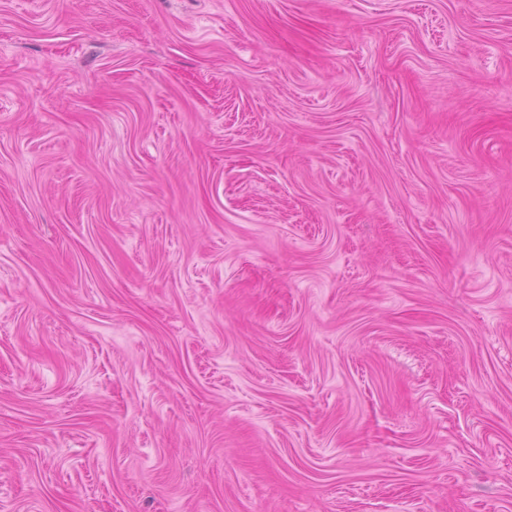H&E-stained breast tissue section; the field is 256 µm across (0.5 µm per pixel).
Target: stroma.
Returning a JSON list of instances; mask_svg holds the SVG:
<instances>
[{
    "instance_id": "1",
    "label": "stroma",
    "mask_w": 512,
    "mask_h": 512,
    "mask_svg": "<svg viewBox=\"0 0 512 512\" xmlns=\"http://www.w3.org/2000/svg\"><path fill=\"white\" fill-rule=\"evenodd\" d=\"M0 512H512V0H0Z\"/></svg>"
}]
</instances>
